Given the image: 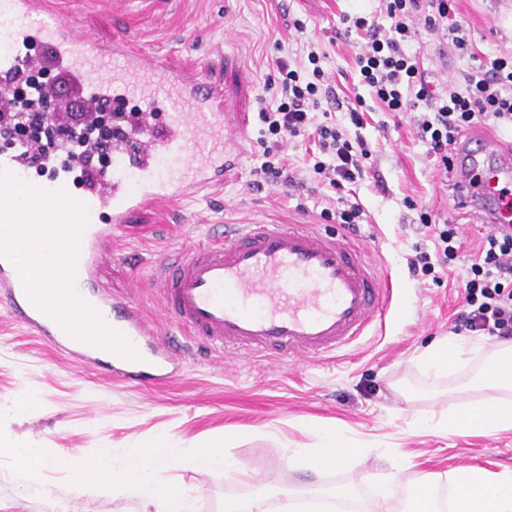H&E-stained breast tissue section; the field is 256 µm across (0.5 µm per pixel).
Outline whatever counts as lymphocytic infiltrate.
<instances>
[{
    "instance_id": "f902f5d3",
    "label": "lymphocytic infiltrate",
    "mask_w": 512,
    "mask_h": 512,
    "mask_svg": "<svg viewBox=\"0 0 512 512\" xmlns=\"http://www.w3.org/2000/svg\"><path fill=\"white\" fill-rule=\"evenodd\" d=\"M378 15H343V23L364 32L366 41L355 56L361 85L388 112H413L418 138L428 146V153L440 159L444 169H451L449 153L463 133L483 125L512 126V54L480 64L468 77L467 93L453 88L434 90L419 68L417 56L405 43L416 24L429 30L454 34L456 46H463L460 26L450 22L449 0H379ZM390 27H383L382 19ZM313 63L311 74L291 67L285 59H277L279 77L273 84L272 99H260L258 117L272 142L265 146L264 162L259 173L279 179L287 171L282 164L283 149L288 138L306 136L320 150L334 155L336 162L327 166L316 162L314 168L329 186L342 188L354 182L361 170L362 159L370 151L364 140L352 141L335 126L317 122L313 117L321 101L332 98L329 78L318 67V57L308 53ZM13 92L18 114L36 118L31 140L42 144L45 133L64 130L58 115H44L49 101L44 83L36 72L22 70ZM110 121L106 108L90 113L77 141L82 163L112 153V139L104 131ZM463 305L454 318L455 330H466L512 342V230L489 224L473 255L467 278L462 284Z\"/></svg>"
}]
</instances>
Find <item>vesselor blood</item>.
<instances>
[{"mask_svg": "<svg viewBox=\"0 0 512 512\" xmlns=\"http://www.w3.org/2000/svg\"><path fill=\"white\" fill-rule=\"evenodd\" d=\"M0 17L15 21L14 43L38 53L0 55V75L54 66L84 105L124 108L135 97L142 113L130 136L112 140V169L79 187L105 223L89 219L80 238L75 293L141 355L124 358L70 335L27 296L15 266L0 258V302L54 346L91 365L104 364L128 382L172 377L175 347L159 336L138 304L97 285L95 271L114 229L133 213L168 201L196 200L222 187L240 165L244 131L227 111L222 90L201 74L175 67L164 55L135 50L124 38L102 44L45 14L43 0H0ZM28 143L0 156V168L28 180ZM459 173L457 204L486 224H512V148L465 139L452 154ZM163 322L209 347L255 357L276 353L318 358L383 326L394 302L391 274H378L361 251L310 224H238L205 242L179 248L149 275Z\"/></svg>", "mask_w": 512, "mask_h": 512, "instance_id": "obj_1", "label": "vessel or blood"}]
</instances>
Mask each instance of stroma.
Returning a JSON list of instances; mask_svg holds the SVG:
<instances>
[{
	"label": "stroma",
	"instance_id": "stroma-1",
	"mask_svg": "<svg viewBox=\"0 0 512 512\" xmlns=\"http://www.w3.org/2000/svg\"><path fill=\"white\" fill-rule=\"evenodd\" d=\"M71 26L102 43L128 37L147 52L170 55L181 67L200 70L224 92L238 113L250 144L242 165L222 188L188 206L160 204L130 217L112 234V254L98 268L108 289L134 299L149 319L159 301L145 277L174 247L207 236L210 225L314 224L344 236L341 225L322 219L329 203L359 204L363 221L353 237L370 262L397 283L400 309L385 330L323 359L282 361L238 359L194 343L168 381L137 387L112 378L106 369L58 353L48 337L14 321L0 305V512H140V501L114 491H82L62 458L75 461L112 451L120 467L133 445L161 434L173 436L177 452L222 447L237 463L233 472L169 470L181 486L189 512H224V499L262 485L295 500L324 499L336 489L375 499L377 483L391 480L394 512L408 507L417 481L438 480L448 494L454 469L476 467L490 477L512 474V430L495 434L447 433L421 428L467 401L493 393L473 383L478 361L432 378L421 354L436 340L453 336L461 306L460 286L484 233L480 218L459 209L453 179L447 178L428 147L414 133L411 115L383 111L367 88L357 87L355 52L362 35H344L343 14L372 13L378 0H49ZM456 20L466 49L451 38L416 26L410 42L428 81L449 82L465 91L476 61L512 53V0H456ZM305 24L303 33L294 20ZM311 43L340 97L364 96V123L358 133L372 151L355 183L332 189L313 171L315 156L303 138L288 142V163L297 182L259 181L263 162L258 100L271 97L275 61L294 57ZM415 208H408L406 199ZM433 220L457 225L466 241L459 257L436 276H410L407 259L415 250L436 254L434 240L417 231L420 209ZM32 393L37 403L19 412L17 401ZM342 430L364 450L361 463H343L314 475L300 469L291 451L317 444V429ZM28 444L41 449L45 464L21 475L13 454ZM409 463L400 471L401 463Z\"/></svg>",
	"mask_w": 512,
	"mask_h": 512
}]
</instances>
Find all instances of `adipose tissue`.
<instances>
[{"mask_svg":"<svg viewBox=\"0 0 512 512\" xmlns=\"http://www.w3.org/2000/svg\"><path fill=\"white\" fill-rule=\"evenodd\" d=\"M471 353L461 341L445 338L432 344L420 357L425 373L441 377L465 365ZM481 386L499 390V398L466 402L451 414H443L438 428L449 433L463 431L498 432L512 429V348L495 350L478 378ZM316 450L296 449L294 460L299 468L319 472L336 462L359 461L362 450L341 431L333 427L319 429ZM223 464L233 471L236 464L218 448H202L180 455L174 452L171 439L163 435L130 448L124 466L112 474L113 488L137 496L156 508V512H184L185 494L170 482V469L207 470ZM452 512H512V478H489L482 470L460 467L453 473Z\"/></svg>","mask_w":512,"mask_h":512,"instance_id":"adipose-tissue-1","label":"adipose tissue"}]
</instances>
